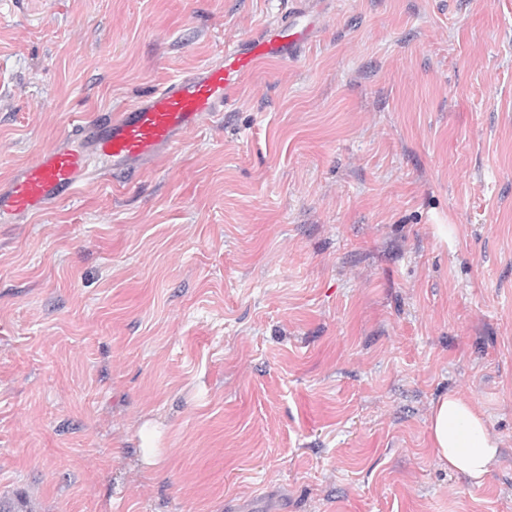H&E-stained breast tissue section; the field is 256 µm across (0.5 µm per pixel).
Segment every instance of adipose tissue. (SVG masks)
<instances>
[{"label": "adipose tissue", "mask_w": 512, "mask_h": 512, "mask_svg": "<svg viewBox=\"0 0 512 512\" xmlns=\"http://www.w3.org/2000/svg\"><path fill=\"white\" fill-rule=\"evenodd\" d=\"M431 443L449 470L477 481L490 471L500 453V441L490 433L484 416L453 396L432 406Z\"/></svg>", "instance_id": "ef3b65f1"}]
</instances>
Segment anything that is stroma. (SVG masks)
I'll return each mask as SVG.
<instances>
[{"label": "stroma", "instance_id": "stroma-1", "mask_svg": "<svg viewBox=\"0 0 512 512\" xmlns=\"http://www.w3.org/2000/svg\"><path fill=\"white\" fill-rule=\"evenodd\" d=\"M294 59L131 182L0 224V497L512 512V0H302ZM288 0H0V186ZM449 239H442L440 225ZM484 414L475 483L431 406ZM156 466L142 463V427ZM431 443L435 454L457 471L480 483L493 467L500 441L493 436L484 416L466 401L448 396L431 409Z\"/></svg>", "mask_w": 512, "mask_h": 512}]
</instances>
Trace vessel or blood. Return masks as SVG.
Masks as SVG:
<instances>
[{
    "label": "vessel or blood",
    "instance_id": "b4317fda",
    "mask_svg": "<svg viewBox=\"0 0 512 512\" xmlns=\"http://www.w3.org/2000/svg\"><path fill=\"white\" fill-rule=\"evenodd\" d=\"M314 16L300 9L255 37L229 40L222 63L167 82L120 112L68 122L64 142L24 165L0 189V220L21 218L70 201L85 181V158L94 152L112 162L115 177H136L148 161L174 155L185 134L220 120L241 80L267 60H289L310 37Z\"/></svg>",
    "mask_w": 512,
    "mask_h": 512
}]
</instances>
